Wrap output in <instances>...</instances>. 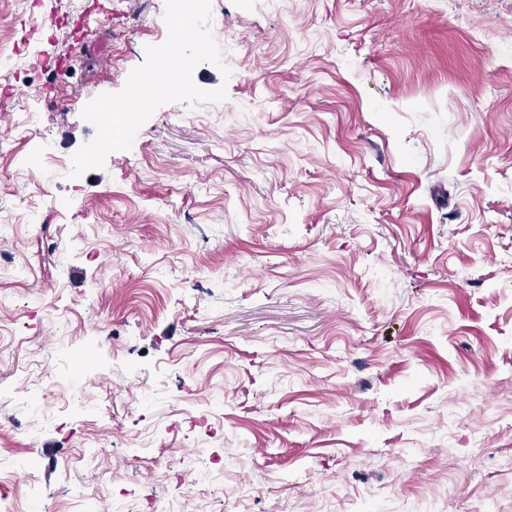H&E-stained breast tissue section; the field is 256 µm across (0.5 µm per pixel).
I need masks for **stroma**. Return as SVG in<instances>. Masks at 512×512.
Segmentation results:
<instances>
[{
  "label": "stroma",
  "mask_w": 512,
  "mask_h": 512,
  "mask_svg": "<svg viewBox=\"0 0 512 512\" xmlns=\"http://www.w3.org/2000/svg\"><path fill=\"white\" fill-rule=\"evenodd\" d=\"M211 9L231 76L193 79L226 100L161 106L73 178L84 106L165 41V2L0 0V454L44 462L6 483L20 512L76 484L512 512V0Z\"/></svg>",
  "instance_id": "35a3bbf8"
}]
</instances>
